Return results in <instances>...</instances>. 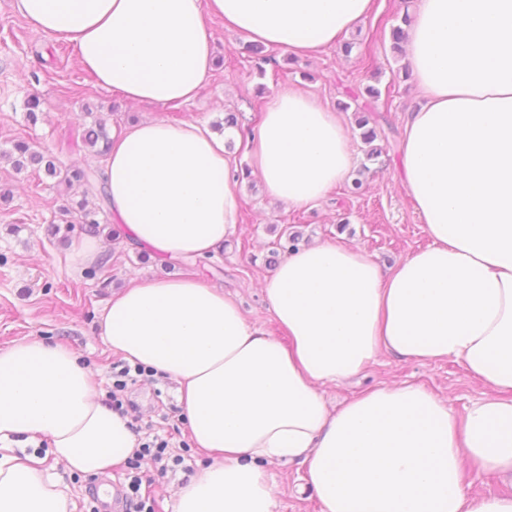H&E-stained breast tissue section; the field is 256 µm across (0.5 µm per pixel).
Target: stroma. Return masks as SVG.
<instances>
[{"label": "stroma", "mask_w": 512, "mask_h": 512, "mask_svg": "<svg viewBox=\"0 0 512 512\" xmlns=\"http://www.w3.org/2000/svg\"><path fill=\"white\" fill-rule=\"evenodd\" d=\"M412 0H377L374 19L358 26L345 43L315 57L273 52L265 75H258L250 44L226 30L222 21L208 20L211 52L220 58L198 98L160 108L127 102L119 94L99 87L84 71L75 49L35 30L15 6L0 0V349L14 342L38 337L73 347L94 373L98 391L112 389V365L120 357L98 334L100 313L111 295L139 277L205 276L238 295L247 318L271 335L279 328L263 303L259 284L285 258L279 245L288 233L299 234L311 244L338 238L360 246L382 267H390L410 253L426 247L429 238L411 198L400 184L397 162L403 138L402 119L419 101L413 79L404 75L407 60L394 50L391 31L411 9ZM373 87L380 95L372 106L386 138L383 153L366 156L353 110H340L346 90ZM288 88L315 95L331 111H342L349 128L357 165L353 178L363 183L353 195L347 184L332 187L310 209H293L265 197L257 175L237 185L241 198L239 222L224 243V250L210 264L180 260L172 270L155 264L147 254L129 246L121 230L99 235L101 255L107 264L76 266L68 248L52 238L49 226L66 203L47 176L32 170L15 171L2 151L19 138L48 150L58 165L102 167L103 158L68 146L70 135L105 119L119 127L147 116L172 121L223 122L225 113L238 117L243 139L231 142L239 165H248L244 139L256 136L270 98ZM40 92L46 100L37 124H30L24 106L27 95ZM420 384L448 399L455 412L488 390L472 380L464 367L452 360L421 365L384 353L356 380L325 389L334 402L351 397L372 385ZM119 399L139 427L168 441L183 452L189 470L202 460L192 448L188 426L179 413L172 382L152 379L128 386ZM47 467L66 487L73 512H90L97 477L71 473L64 464L47 459ZM274 487L275 512H319L313 491L298 464L274 463L267 468Z\"/></svg>", "instance_id": "35a3bbf8"}]
</instances>
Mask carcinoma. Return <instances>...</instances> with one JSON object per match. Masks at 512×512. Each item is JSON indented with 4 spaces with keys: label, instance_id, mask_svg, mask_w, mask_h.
I'll list each match as a JSON object with an SVG mask.
<instances>
[{
    "label": "carcinoma",
    "instance_id": "carcinoma-1",
    "mask_svg": "<svg viewBox=\"0 0 512 512\" xmlns=\"http://www.w3.org/2000/svg\"><path fill=\"white\" fill-rule=\"evenodd\" d=\"M369 118L362 115L357 118V125L363 129L362 140L369 145L366 151L368 159L381 155L382 148L372 146L378 134L375 128L368 127ZM112 140L105 122L95 121L94 125L75 133L72 145L80 149L84 148L96 156L106 157ZM12 160L16 171L20 172L29 167L44 171L45 175L55 180V186L64 188L66 193L80 192L82 199L76 204L65 206L60 210V219L51 224V232L54 235L62 234L61 240H66L75 227L97 235L104 231L97 218V211L87 209V196L91 195L99 200L103 206H108V195L105 185L100 177V170L91 167L61 168L56 165L54 158L45 152L36 151L30 142L19 139L14 142L12 150L0 154Z\"/></svg>",
    "mask_w": 512,
    "mask_h": 512
}]
</instances>
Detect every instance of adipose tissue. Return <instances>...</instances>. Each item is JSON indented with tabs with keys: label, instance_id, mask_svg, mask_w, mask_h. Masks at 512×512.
<instances>
[{
	"label": "adipose tissue",
	"instance_id": "ef3b65f1",
	"mask_svg": "<svg viewBox=\"0 0 512 512\" xmlns=\"http://www.w3.org/2000/svg\"><path fill=\"white\" fill-rule=\"evenodd\" d=\"M375 0H16L71 44L103 88L150 106L190 102L215 65L205 14L296 56L332 48ZM405 51L420 92L405 115L399 179L429 245L388 270L341 241L289 252L263 280L281 336L200 276L142 278L105 305L98 333L129 364L176 386L208 463L169 488L173 512H274L266 464L295 462L319 512H512L470 495L466 475L512 479V0H413ZM265 194L315 207L356 163L342 116L315 96L275 95L249 152ZM237 161L200 120L112 130L102 169L127 241L210 260L239 219ZM452 360L489 393L456 414L417 384L331 405L322 391L381 353ZM46 439L70 472L100 475L139 447L70 346L0 350V512H69L23 443Z\"/></svg>",
	"mask_w": 512,
	"mask_h": 512
}]
</instances>
